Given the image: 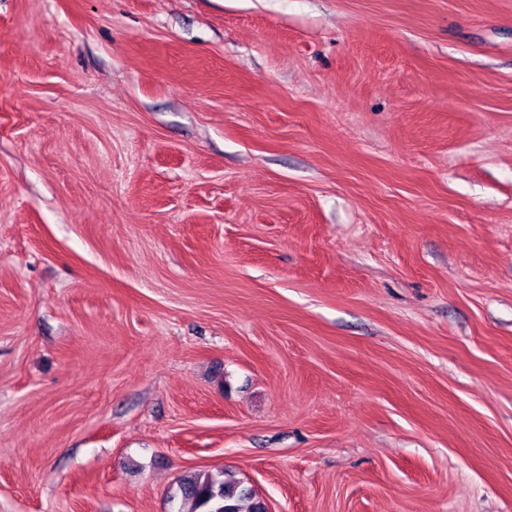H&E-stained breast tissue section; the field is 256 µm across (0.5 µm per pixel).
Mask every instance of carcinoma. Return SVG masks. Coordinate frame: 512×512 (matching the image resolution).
I'll use <instances>...</instances> for the list:
<instances>
[{"label":"carcinoma","instance_id":"cac0c4a2","mask_svg":"<svg viewBox=\"0 0 512 512\" xmlns=\"http://www.w3.org/2000/svg\"><path fill=\"white\" fill-rule=\"evenodd\" d=\"M179 493V512H268L253 487L223 470L185 473L179 479Z\"/></svg>","mask_w":512,"mask_h":512}]
</instances>
